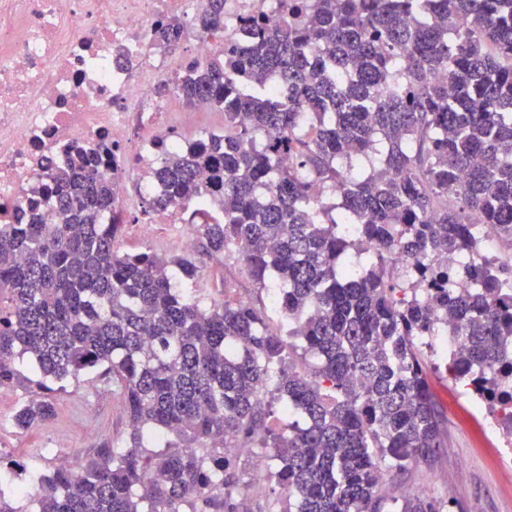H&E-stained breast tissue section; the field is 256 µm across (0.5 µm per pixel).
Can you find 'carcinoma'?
<instances>
[{
  "instance_id": "cac0c4a2",
  "label": "carcinoma",
  "mask_w": 512,
  "mask_h": 512,
  "mask_svg": "<svg viewBox=\"0 0 512 512\" xmlns=\"http://www.w3.org/2000/svg\"><path fill=\"white\" fill-rule=\"evenodd\" d=\"M224 2L202 29L223 27ZM277 2L175 84L224 112V131L163 151L164 194L146 201L223 214L193 225L194 250L119 251L123 225L101 223L112 178L78 147L41 175L58 223L0 224V390L30 394L14 427L50 420L61 382L92 372L131 428L79 473L0 477V512H251L235 456L253 442L274 449L285 494L256 512H442L384 486L443 447L420 340L448 334V314L460 343L435 369L512 435V268L469 261L475 212L512 245V0ZM199 255L277 289L286 329L227 284L222 301L181 293L169 266L198 281ZM271 386L302 418L286 434L268 424Z\"/></svg>"
}]
</instances>
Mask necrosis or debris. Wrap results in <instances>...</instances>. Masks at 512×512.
Listing matches in <instances>:
<instances>
[{"mask_svg":"<svg viewBox=\"0 0 512 512\" xmlns=\"http://www.w3.org/2000/svg\"><path fill=\"white\" fill-rule=\"evenodd\" d=\"M224 28L205 31L194 19L205 0H0V224L16 223L37 205L56 222L52 188L39 176L46 161L74 145L102 151L120 205L116 224L152 238L161 224L183 250L194 233L180 223V205L145 212L148 196L162 194L145 173L159 148L186 144L195 116L174 112L176 83L186 59L204 61L236 35L243 16L263 0H231ZM181 17L174 43L162 25Z\"/></svg>","mask_w":512,"mask_h":512,"instance_id":"1","label":"necrosis or debris"}]
</instances>
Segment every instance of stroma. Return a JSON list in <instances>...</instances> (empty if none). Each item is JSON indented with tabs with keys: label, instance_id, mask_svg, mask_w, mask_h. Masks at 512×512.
<instances>
[{
	"label": "stroma",
	"instance_id": "1",
	"mask_svg": "<svg viewBox=\"0 0 512 512\" xmlns=\"http://www.w3.org/2000/svg\"><path fill=\"white\" fill-rule=\"evenodd\" d=\"M227 279L234 281L237 295L269 305V291L255 288L233 260L223 268L206 260L204 276L191 289L204 301L220 300ZM429 381L446 420L445 446L431 462L411 466L400 488L415 494L426 492L443 503L444 512H512V474L497 464L500 444L487 443L481 437L472 399L443 374H430ZM26 400L23 390L0 391L2 474H9L11 461L25 463L28 472L20 477L25 483L30 474L46 471L60 459L76 466L102 445L118 448L126 444L129 426L121 402L111 386L96 381L93 375L68 382L55 396V417L23 432L13 429L10 419Z\"/></svg>",
	"mask_w": 512,
	"mask_h": 512
}]
</instances>
